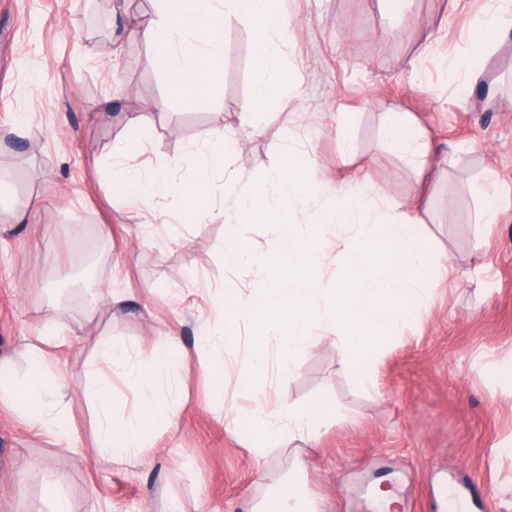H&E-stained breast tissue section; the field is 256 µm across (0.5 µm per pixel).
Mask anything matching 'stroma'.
<instances>
[{
  "instance_id": "35a3bbf8",
  "label": "stroma",
  "mask_w": 512,
  "mask_h": 512,
  "mask_svg": "<svg viewBox=\"0 0 512 512\" xmlns=\"http://www.w3.org/2000/svg\"><path fill=\"white\" fill-rule=\"evenodd\" d=\"M90 0H0V387L21 380L26 347L53 320L51 369L67 390L48 403L52 428L30 427L0 403V512H49L45 489L68 473L71 512H260L271 491L298 485L319 512H448L447 487L480 482L487 500L470 512H512V23L478 45L474 24L489 0H278L290 22L280 46L288 74L258 102L253 133L242 106L261 77L255 28L224 27L217 94L167 105L171 68L138 34L154 0H105L104 34L87 26ZM464 62L477 84L449 82ZM107 112H100L101 104ZM142 114L137 133L122 121ZM408 113L431 146L426 170L390 152L382 115ZM349 126L351 149L337 136ZM234 138L210 171L213 207L190 214L160 199L118 191L122 167L106 144L124 142L131 164L180 177L205 160L211 140ZM307 187L294 205L308 221L334 206L323 185L356 178L384 217L423 224L436 278L418 290L413 320L392 327L367 362L344 364L345 331L316 343H259L240 320L215 342L223 289L248 294L275 251L268 227L238 226L253 264H224V219L235 195L276 203L286 154ZM33 202L26 223H14ZM318 286L330 295L345 274L349 225L319 233ZM129 296L108 317L110 292ZM89 327L118 349L148 352L179 336L190 355L162 370L160 395L176 410L146 459L94 450L95 409L85 389L99 376ZM264 346L266 395L248 384ZM223 365L216 378L214 365ZM321 398L331 408L314 439L261 449L256 420ZM243 429L228 431V420Z\"/></svg>"
}]
</instances>
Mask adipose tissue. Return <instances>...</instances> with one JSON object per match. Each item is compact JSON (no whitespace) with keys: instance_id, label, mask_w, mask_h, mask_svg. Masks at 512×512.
Here are the masks:
<instances>
[{"instance_id":"adipose-tissue-1","label":"adipose tissue","mask_w":512,"mask_h":512,"mask_svg":"<svg viewBox=\"0 0 512 512\" xmlns=\"http://www.w3.org/2000/svg\"><path fill=\"white\" fill-rule=\"evenodd\" d=\"M153 18L138 24L144 40L156 54L173 63L170 99L190 102L204 94L217 93L224 65L225 24L233 19L247 18L256 27L255 52L264 81L260 94H272L284 79L278 44L288 29L287 16L274 5V0H156ZM383 133L397 153L418 164L428 154V145L402 113L389 112L383 118ZM131 192L142 198H163L169 206L190 212L209 201L210 184L206 166L188 163L185 178L174 181L166 169L148 175L126 176ZM178 337L165 342L149 354L132 355L110 348L104 367L123 373L134 389L138 412L134 417L116 416L109 390L99 381H92L85 393L98 407V447L112 456H149L154 448V432L168 425L173 408L159 395V371L167 365L173 350L179 349ZM31 367L22 380L0 389V401L20 407L23 415L35 424H43L48 399H65L62 385L49 374L48 360L37 345H29ZM330 415L326 402L315 399L300 411L289 415L287 424L268 423L261 427V445L278 447L286 438H313Z\"/></svg>"}]
</instances>
